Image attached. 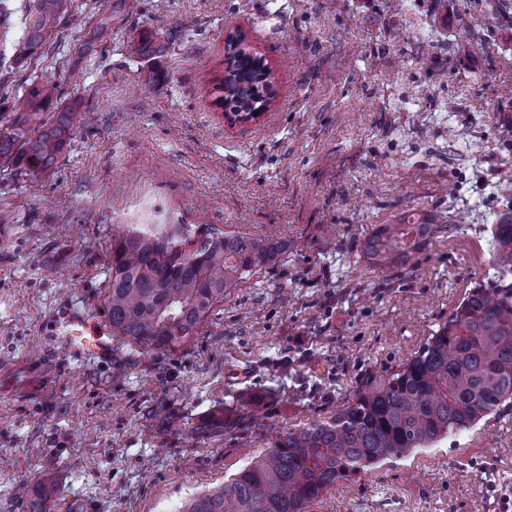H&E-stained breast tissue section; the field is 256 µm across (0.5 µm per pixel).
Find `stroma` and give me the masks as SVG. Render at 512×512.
<instances>
[{
	"label": "stroma",
	"instance_id": "stroma-1",
	"mask_svg": "<svg viewBox=\"0 0 512 512\" xmlns=\"http://www.w3.org/2000/svg\"><path fill=\"white\" fill-rule=\"evenodd\" d=\"M33 0L0 25V104L32 79L81 118L54 164L0 162V512L51 478L45 512H180L272 445L397 372L471 288L494 287L512 213V0H69L12 60ZM240 29L271 106L212 97ZM147 38L152 52L130 55ZM437 233L372 268L368 233ZM213 224L285 246L173 353L116 338L93 361L59 312L109 327L112 233ZM512 405L341 482L307 512H501ZM436 232L437 224L427 214L404 215L396 224H381L368 234L363 253L378 270L403 267Z\"/></svg>",
	"mask_w": 512,
	"mask_h": 512
}]
</instances>
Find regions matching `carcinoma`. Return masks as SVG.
Returning <instances> with one entry per match:
<instances>
[{
    "instance_id": "carcinoma-1",
    "label": "carcinoma",
    "mask_w": 512,
    "mask_h": 512,
    "mask_svg": "<svg viewBox=\"0 0 512 512\" xmlns=\"http://www.w3.org/2000/svg\"><path fill=\"white\" fill-rule=\"evenodd\" d=\"M67 0H36L13 63L38 55L56 30ZM213 85L246 117L260 103L270 73L236 65ZM50 81H31L0 129V161L23 155L29 170L51 166L69 144L74 109L55 120ZM437 232L426 214L404 215L368 234L363 253L378 270L405 266ZM498 285L475 287L415 356L381 383L359 391L329 419L279 433L271 448L220 487L192 498L184 512H306L315 499L389 457L426 448L448 431L475 425L512 403V216L495 225ZM285 245L211 224L128 227L112 236L107 308L112 335L174 353L198 336L214 308L275 260ZM51 486L28 496V512H45Z\"/></svg>"
}]
</instances>
